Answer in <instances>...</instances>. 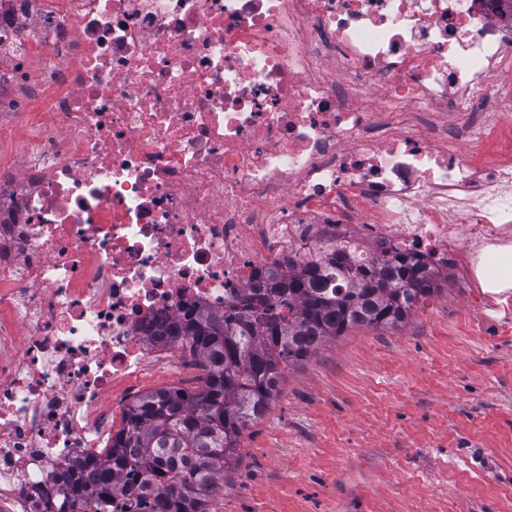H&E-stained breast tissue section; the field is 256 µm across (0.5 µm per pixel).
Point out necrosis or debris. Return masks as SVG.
<instances>
[{"instance_id": "necrosis-or-debris-1", "label": "necrosis or debris", "mask_w": 512, "mask_h": 512, "mask_svg": "<svg viewBox=\"0 0 512 512\" xmlns=\"http://www.w3.org/2000/svg\"><path fill=\"white\" fill-rule=\"evenodd\" d=\"M4 126L0 512L265 271L399 252L512 297V0H0Z\"/></svg>"}]
</instances>
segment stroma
<instances>
[{"label": "stroma", "instance_id": "obj_1", "mask_svg": "<svg viewBox=\"0 0 512 512\" xmlns=\"http://www.w3.org/2000/svg\"><path fill=\"white\" fill-rule=\"evenodd\" d=\"M210 512H512V323L443 279L289 366Z\"/></svg>", "mask_w": 512, "mask_h": 512}]
</instances>
